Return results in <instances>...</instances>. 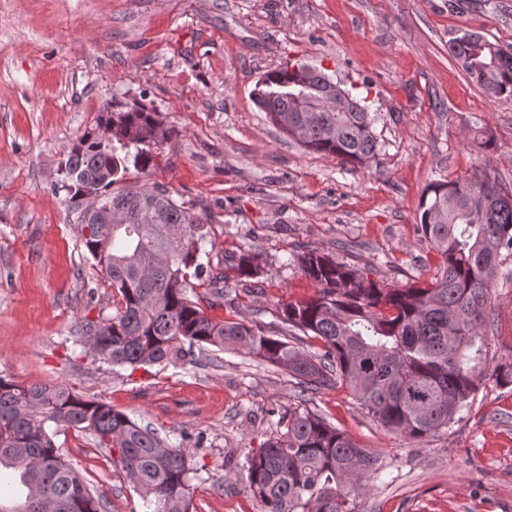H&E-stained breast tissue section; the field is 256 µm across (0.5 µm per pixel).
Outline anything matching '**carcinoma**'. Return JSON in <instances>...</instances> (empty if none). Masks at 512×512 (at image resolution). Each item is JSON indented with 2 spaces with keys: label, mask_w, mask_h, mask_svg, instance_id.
I'll return each mask as SVG.
<instances>
[{
  "label": "carcinoma",
  "mask_w": 512,
  "mask_h": 512,
  "mask_svg": "<svg viewBox=\"0 0 512 512\" xmlns=\"http://www.w3.org/2000/svg\"><path fill=\"white\" fill-rule=\"evenodd\" d=\"M470 81L493 98L512 99V47L466 31L450 44ZM332 80L298 64L265 74L257 107L306 150L366 167L380 152L367 97L335 84L346 111L320 97ZM159 113L143 105L105 108L97 128L74 145L63 188L78 203L101 197L118 220L83 210L82 242L111 280L122 307L105 322L87 321L82 345L116 367L169 363L184 344L235 350L283 368L304 388L345 385L381 426L420 442L448 427L476 389L488 358L483 329L492 321L491 288L512 258V190L486 174L429 183L419 202L418 232L442 257L425 286L391 288L317 248L294 258L317 295L285 306L284 330L270 334L242 320L214 321L188 297L187 277L200 278L204 219L159 186L109 192L130 168L146 170L160 141ZM255 256L235 268L258 275ZM298 330L322 348L304 353L282 339ZM276 431L246 459L245 483L264 512H356L357 495L383 468L320 415L299 405L271 412ZM62 429L93 435L117 452L118 464L143 499L145 512H189L192 455L138 425L112 405L62 383L24 385L0 375V469L13 472L22 501L0 498V512H106L61 455Z\"/></svg>",
  "instance_id": "carcinoma-1"
}]
</instances>
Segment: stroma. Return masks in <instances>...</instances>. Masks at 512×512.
<instances>
[{
    "mask_svg": "<svg viewBox=\"0 0 512 512\" xmlns=\"http://www.w3.org/2000/svg\"><path fill=\"white\" fill-rule=\"evenodd\" d=\"M512 46V0H0V375L64 383L106 401L170 444L191 446L190 512H263L246 457L269 413L301 405L383 458L385 476L357 512H512V261L492 290L489 365L441 433L422 442L383 428L349 391L301 393L286 370L217 351L130 370L78 344L82 321L112 318L120 297L88 259L78 212L60 185L72 146L108 105L156 109L170 134L148 170L114 191L160 186L205 218L201 260L232 287L216 320L265 329L317 287L292 265L329 251L397 287L430 280L440 256L417 232L432 181L488 172L512 189V99L471 84L449 44L461 31ZM290 62L367 86L385 148L370 168L305 152L255 105L264 74ZM482 127L493 147L473 145ZM259 257L239 278L231 261ZM108 512H143L132 482L92 435L55 438Z\"/></svg>",
    "mask_w": 512,
    "mask_h": 512,
    "instance_id": "35a3bbf8",
    "label": "stroma"
}]
</instances>
